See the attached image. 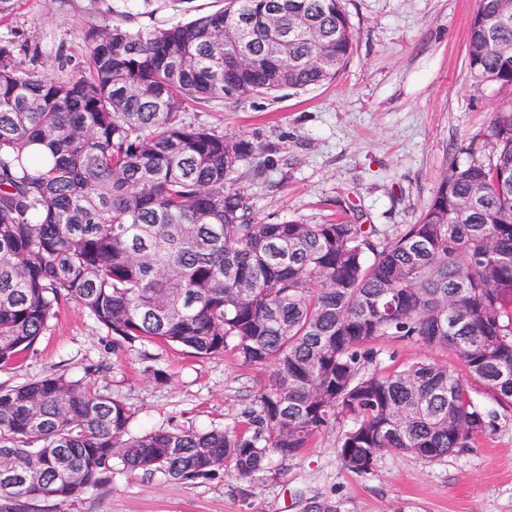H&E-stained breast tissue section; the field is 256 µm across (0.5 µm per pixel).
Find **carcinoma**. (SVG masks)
I'll return each mask as SVG.
<instances>
[{"label": "carcinoma", "mask_w": 512, "mask_h": 512, "mask_svg": "<svg viewBox=\"0 0 512 512\" xmlns=\"http://www.w3.org/2000/svg\"><path fill=\"white\" fill-rule=\"evenodd\" d=\"M81 73L58 49L26 65L0 39V366L74 303L115 346L271 367L240 423L134 436L125 404L64 373L0 389V512H35L126 472L251 479L349 419L336 457L373 473L387 451L471 448L512 406V104L491 155L451 168L416 223L255 221L235 187L245 139L183 120L188 103L241 102L336 78L354 35L342 0H230L187 24L85 34ZM469 67L512 86V0H479ZM459 354L461 375L378 368L380 339ZM304 512H342L333 497Z\"/></svg>", "instance_id": "1"}]
</instances>
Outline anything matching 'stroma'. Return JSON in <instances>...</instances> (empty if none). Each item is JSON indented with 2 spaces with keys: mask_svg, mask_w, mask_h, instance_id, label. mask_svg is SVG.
<instances>
[{
  "mask_svg": "<svg viewBox=\"0 0 512 512\" xmlns=\"http://www.w3.org/2000/svg\"><path fill=\"white\" fill-rule=\"evenodd\" d=\"M228 0H23L0 23V39L86 55L85 32L124 18L134 29L164 28L227 7ZM354 34L333 81L244 102L192 106L185 122L252 142L236 185L260 222L328 224L349 219L389 231L415 223L448 169L487 158L486 133L512 90L468 66L477 0H343ZM383 372L432 361L463 372L455 351L380 341ZM93 375H86L87 367ZM89 379L123 400L129 431L177 423L208 429L236 424L268 368L230 351L207 358L157 345L116 350L106 328L78 305L61 306L31 350L0 368L10 388L51 372ZM495 430L473 448L439 460L384 453L372 475L344 470L338 430L317 436L301 456L272 458L267 475L179 482L122 471L81 497L47 502L48 512H303L332 496L342 512H512V407H497Z\"/></svg>",
  "mask_w": 512,
  "mask_h": 512,
  "instance_id": "35a3bbf8",
  "label": "stroma"
}]
</instances>
